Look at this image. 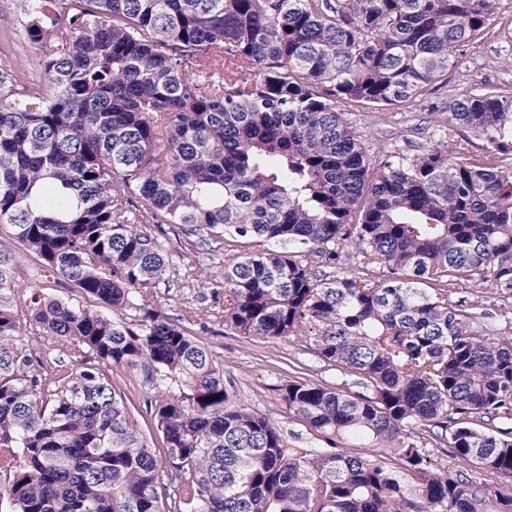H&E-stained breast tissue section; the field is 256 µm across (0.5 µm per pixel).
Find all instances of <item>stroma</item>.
Here are the masks:
<instances>
[{
  "mask_svg": "<svg viewBox=\"0 0 512 512\" xmlns=\"http://www.w3.org/2000/svg\"><path fill=\"white\" fill-rule=\"evenodd\" d=\"M21 0H0V55L9 66L35 72L36 56L26 42ZM475 87L501 89L512 93V0H498L494 17L481 39L470 45L459 66L448 74V83L438 95L445 101L460 98ZM347 117L360 132L371 160L381 156V146L395 145L400 152H418L436 144L442 118L439 113L419 112L407 117L381 118L379 113L353 105ZM151 234L164 241L172 256L168 285L160 286L164 312L178 317L185 309L194 312L196 326L205 327L203 336L224 370L236 381V400L260 410L275 421L289 441L303 448L315 446L305 427L290 416L279 400L276 387L288 376L320 369V363L305 340L254 341L225 332L218 320L221 304L209 301L215 280L224 271V256L212 254L196 268L193 281H184V268L190 260L186 242L174 225H150ZM112 381L127 398L140 431L161 448L154 421L146 407L158 391L144 385L139 372L126 368L111 371Z\"/></svg>",
  "mask_w": 512,
  "mask_h": 512,
  "instance_id": "obj_1",
  "label": "stroma"
}]
</instances>
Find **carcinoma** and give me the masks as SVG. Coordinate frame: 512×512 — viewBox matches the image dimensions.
<instances>
[{
	"label": "carcinoma",
	"instance_id": "obj_1",
	"mask_svg": "<svg viewBox=\"0 0 512 512\" xmlns=\"http://www.w3.org/2000/svg\"><path fill=\"white\" fill-rule=\"evenodd\" d=\"M31 90L0 69V497L11 512L512 507V94L433 100L497 0H25ZM446 114L375 165L342 106ZM480 141L472 150V139ZM176 224L224 260V329L306 338L351 392L290 377L295 448L239 404L156 291ZM246 245L242 254L229 252ZM354 264L343 267L347 244ZM30 259L20 300L15 254ZM76 297H56L44 284ZM169 382L164 456L105 368ZM457 465L435 468L427 445Z\"/></svg>",
	"mask_w": 512,
	"mask_h": 512
}]
</instances>
